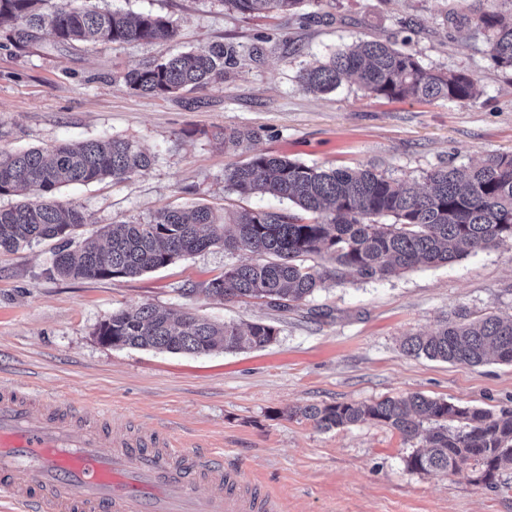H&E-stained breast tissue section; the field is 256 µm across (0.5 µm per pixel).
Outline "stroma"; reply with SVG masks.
<instances>
[{"label":"stroma","mask_w":512,"mask_h":512,"mask_svg":"<svg viewBox=\"0 0 512 512\" xmlns=\"http://www.w3.org/2000/svg\"><path fill=\"white\" fill-rule=\"evenodd\" d=\"M100 8L176 21L160 43L61 45L50 34L26 47L0 32V151L120 137L153 156L128 179L62 186L57 200L88 217L84 235L116 221L147 222L169 206L210 205L217 216L287 209L269 195L227 188L226 169L256 153L322 167L366 168L424 184L428 172L512 153V69L498 66L467 29L446 23L461 0H329L311 19L279 11L243 15L220 0H88ZM427 67L473 75L480 96L388 100L354 79L310 93L300 72L363 39L401 42ZM234 44L221 82L171 94L130 90L125 74L162 57ZM249 130L252 141L225 144ZM54 245L0 253V386L26 387L62 404L87 403L171 434L189 453L220 450L226 468L276 493L283 512H512V491L412 470L421 439L376 422L316 429L290 408L365 404L420 393L493 413L512 411V363L451 364L407 355L406 336L430 333L460 307L512 315V243L383 280L335 276L281 313L251 298L208 293L211 279L246 253L211 247L135 277L70 280L53 274ZM191 310L217 323L274 325L258 350L207 355L115 347L98 330L112 312L143 304Z\"/></svg>","instance_id":"stroma-1"}]
</instances>
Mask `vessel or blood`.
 I'll return each instance as SVG.
<instances>
[{"instance_id":"obj_1","label":"vessel or blood","mask_w":512,"mask_h":512,"mask_svg":"<svg viewBox=\"0 0 512 512\" xmlns=\"http://www.w3.org/2000/svg\"><path fill=\"white\" fill-rule=\"evenodd\" d=\"M115 423L96 407L1 388L0 495L22 512H281L220 452L184 454L162 431L119 440Z\"/></svg>"}]
</instances>
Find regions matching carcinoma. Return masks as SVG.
<instances>
[{"mask_svg": "<svg viewBox=\"0 0 512 512\" xmlns=\"http://www.w3.org/2000/svg\"><path fill=\"white\" fill-rule=\"evenodd\" d=\"M48 0H0V30L18 48L48 32L61 44L72 42L151 43L174 38V21L151 13L135 16L69 0L50 9ZM324 0H225L241 14L270 10L294 12ZM472 0L461 20L474 37L489 44L492 60L512 68V7L485 9ZM237 49L219 43L204 53L185 51L126 73L130 89L165 95L187 86L206 87L224 79ZM353 77L369 95L398 99L446 100L468 104L477 81L461 71L422 66L415 55L377 40H361L336 50L328 60L301 71L303 86L327 93ZM152 156L133 142L112 138L78 144L0 153V196L29 197L0 208V251L12 252L42 240L62 239L53 272L71 280L132 277L166 267L214 245L243 251L254 259L224 269L207 286L209 294L233 299L259 298L281 312L299 306L320 290L328 274L305 264L326 254L336 270L361 279H383L419 264L440 266L492 246L512 242V154H493L477 166L448 167L427 174L423 189L407 186L370 169L307 165L287 157L256 154L224 172V181L243 194L271 195L292 205L287 212L253 210L224 219L207 206L164 208L145 224L105 225L97 236L71 245L88 223L76 206L54 201L68 183L125 179L147 169ZM392 217L394 222H380ZM275 326L214 323L191 311L177 317L150 304L122 309L102 323L99 336L117 347L159 352L209 354L263 348L275 340ZM412 356L477 366L495 356L512 363V315L474 318L456 309L433 334L406 337ZM319 430L374 420L411 441L424 436L407 466L416 471L462 474L479 467V480L501 487V470L512 466V412L464 408L445 400L408 393L370 404L308 405L288 413ZM456 421L459 427L448 428ZM432 428L423 430L424 423Z\"/></svg>", "mask_w": 512, "mask_h": 512, "instance_id": "carcinoma-1", "label": "carcinoma"}]
</instances>
